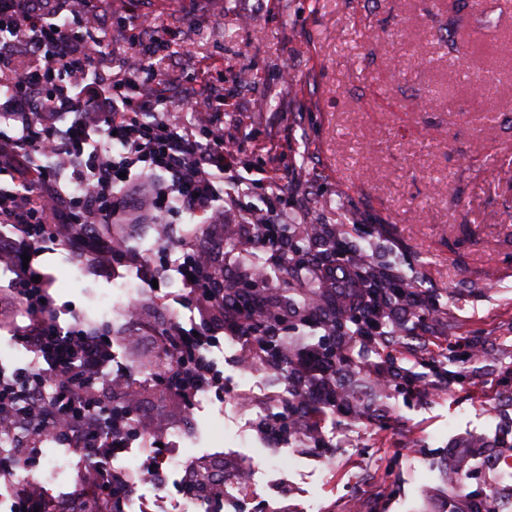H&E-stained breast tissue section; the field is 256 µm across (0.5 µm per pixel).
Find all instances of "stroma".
Wrapping results in <instances>:
<instances>
[{
	"label": "stroma",
	"instance_id": "obj_1",
	"mask_svg": "<svg viewBox=\"0 0 512 512\" xmlns=\"http://www.w3.org/2000/svg\"><path fill=\"white\" fill-rule=\"evenodd\" d=\"M97 15L95 33L108 44L98 67L108 74L122 68L130 29L147 40L157 28L170 30L174 61L154 87L172 121L193 119L196 73L224 87V134L242 146L238 162L255 180L252 192L222 224L178 211L164 221L203 225L200 243L213 250L225 282L246 271L230 260L224 239L238 234L243 210L262 205L259 169L274 145L285 154L281 180L297 221L343 226L372 266L402 271L431 292L441 307L434 335L488 341L478 360L449 348L432 366L447 373V387L422 400L351 373L348 385L367 414H328L316 438H303L299 457L283 459L288 481L268 477L259 499L282 512H306L313 501L322 512H346L352 498L363 512H444L450 472L468 475L475 497L501 485L492 470L477 479L470 472L512 451V410L502 406L512 400V0H482L476 10L469 0H97ZM245 16L251 25H242ZM451 28L469 52L451 50ZM478 71L488 79L480 98L469 89ZM39 262L54 275L61 327L80 322L129 334L126 321L95 318L110 274L76 269L61 250ZM167 290L160 308L142 286V332L199 321L182 305L177 278ZM268 295L315 318L328 303L277 271ZM158 357L146 340L113 349V368L141 384L143 430L197 428L200 442L188 456L220 452L225 470L272 458L259 416L234 403L242 389L276 388L281 373L242 370L235 349L225 348L223 398L207 394L188 413L143 375ZM367 469L382 484L360 483Z\"/></svg>",
	"mask_w": 512,
	"mask_h": 512
}]
</instances>
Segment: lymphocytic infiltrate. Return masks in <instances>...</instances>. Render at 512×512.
Segmentation results:
<instances>
[{
	"instance_id": "lymphocytic-infiltrate-1",
	"label": "lymphocytic infiltrate",
	"mask_w": 512,
	"mask_h": 512,
	"mask_svg": "<svg viewBox=\"0 0 512 512\" xmlns=\"http://www.w3.org/2000/svg\"><path fill=\"white\" fill-rule=\"evenodd\" d=\"M77 3L63 18L44 10L39 0H0V89L5 92L0 123L13 128L12 134H0V174H10L12 181L11 187H0V224L18 231L17 237L0 240V263L12 275L6 297L29 319L14 328L13 337L43 360L39 370L19 369L9 381L0 380V427L21 422L35 435L57 432L82 453L92 480L59 503L47 499L37 482L26 483L15 489L10 512H122L131 488L110 462L125 452L135 433L132 412L106 404L97 389L106 379L133 385L130 375H105L118 339L79 323L61 328L49 294L52 276L38 263L44 243L98 270L139 265L147 279L163 287L166 264L132 254L98 229L129 208V181L147 172L164 173L166 185L152 202L157 214L175 206L205 215L212 224L223 223L225 209L236 208L254 185L236 168L238 147L224 141L222 96L196 99L197 122L176 125L165 118L152 83L154 62L166 52L169 33L159 31L148 44L133 48L125 69L108 77L97 69L105 46L93 34L94 0ZM35 154L42 163L32 162ZM53 155L58 164H47ZM64 163L84 170V192L61 188ZM242 221L250 244L267 254L269 266L308 269L319 290L341 300L348 311L344 327L319 318L321 339L289 349V321L305 325L307 315L291 318L269 304L261 290L267 281L263 273H252L241 287L226 286L195 239L179 235L182 300L198 310L200 322L193 330L172 324L158 332L166 364L152 377L156 387L194 410L203 393L222 386L203 346L222 333L237 338L293 387L279 411L261 424L264 435L279 441L303 427L317 429L327 414L352 413L354 406L338 385L342 374L358 370L413 397L442 386L443 377L399 364L402 321L424 337L413 352L416 359L431 360L448 349L429 335L436 304L410 288L402 273L366 267L335 234H309L307 225L290 223L284 208H251Z\"/></svg>"
}]
</instances>
